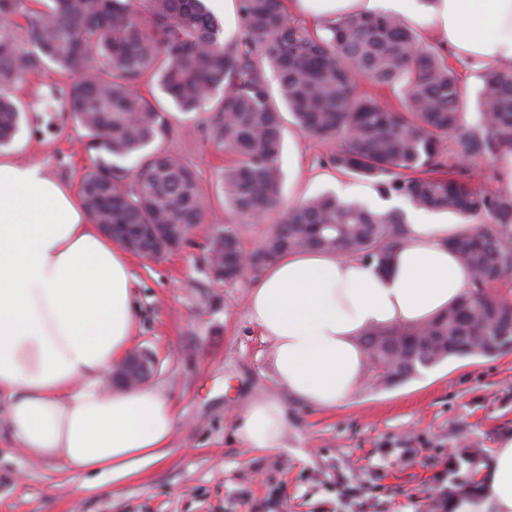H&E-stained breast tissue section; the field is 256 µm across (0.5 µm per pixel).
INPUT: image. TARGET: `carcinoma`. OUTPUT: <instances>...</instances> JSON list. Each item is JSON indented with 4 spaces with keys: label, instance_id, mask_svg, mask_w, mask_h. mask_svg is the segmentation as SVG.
Wrapping results in <instances>:
<instances>
[{
    "label": "carcinoma",
    "instance_id": "1",
    "mask_svg": "<svg viewBox=\"0 0 512 512\" xmlns=\"http://www.w3.org/2000/svg\"><path fill=\"white\" fill-rule=\"evenodd\" d=\"M239 14L228 46L206 0H0V148L20 127L13 87L53 67L69 76L67 112L95 153L80 184L90 220L112 225L114 239L144 224L193 230L206 222V195L193 165L164 143L173 123L186 130L190 115L207 112L211 140L233 156L221 178L224 209L252 220L279 212L250 251L235 229L213 226L212 238L224 241V280H255L298 250L383 265L405 244L403 210L330 193L280 209L283 107L298 129L339 141L328 157L338 172L384 199L478 225L448 237L472 277L461 300L424 325L362 336L374 379L391 385L512 345V301L486 292L512 279V196L476 184L447 147L455 138L473 161L512 148V72L481 71L479 120L470 125L456 68L400 16L352 12L310 28L291 16L288 0H239ZM152 80L184 118L138 90ZM381 89L398 105L380 100Z\"/></svg>",
    "mask_w": 512,
    "mask_h": 512
}]
</instances>
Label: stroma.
<instances>
[{
    "instance_id": "35a3bbf8",
    "label": "stroma",
    "mask_w": 512,
    "mask_h": 512,
    "mask_svg": "<svg viewBox=\"0 0 512 512\" xmlns=\"http://www.w3.org/2000/svg\"><path fill=\"white\" fill-rule=\"evenodd\" d=\"M66 76L30 72L16 89L25 105L13 157L40 163L78 186L92 167L85 137L63 110ZM168 145L197 170L218 223L246 247L265 224L225 211L219 186L230 155L210 141L204 121L175 130ZM336 144L288 129L281 156L282 207L333 191L375 209L412 213L403 198L382 199L369 183L325 165ZM211 229L182 249L147 261L131 257L137 330L131 347L155 359L149 387L173 403L172 451L138 477L113 482L51 462L29 460L0 443V512H445L448 463L476 444L478 472L500 441L512 437V350L451 358L385 386L365 379L356 395L330 410L309 407L279 388L245 304L249 283H218L204 268ZM275 397L288 409L280 448L258 452L235 435L254 400Z\"/></svg>"
}]
</instances>
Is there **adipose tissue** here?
Listing matches in <instances>:
<instances>
[{
	"mask_svg": "<svg viewBox=\"0 0 512 512\" xmlns=\"http://www.w3.org/2000/svg\"><path fill=\"white\" fill-rule=\"evenodd\" d=\"M321 25L383 8L429 24L455 53L512 70V0H291ZM450 224L417 215L385 267L297 252L267 267L246 311L267 346L276 385L323 410L351 399L367 372L360 338L375 327L423 324L459 300L470 275L448 246ZM128 256L93 224L79 192L37 163L0 154V437L32 459L119 481L171 452L177 415L151 387L111 390L106 375L137 326ZM285 405L250 403L236 422L245 447H281ZM478 495L450 512H512V438L481 465Z\"/></svg>",
	"mask_w": 512,
	"mask_h": 512,
	"instance_id": "obj_1",
	"label": "adipose tissue"
}]
</instances>
